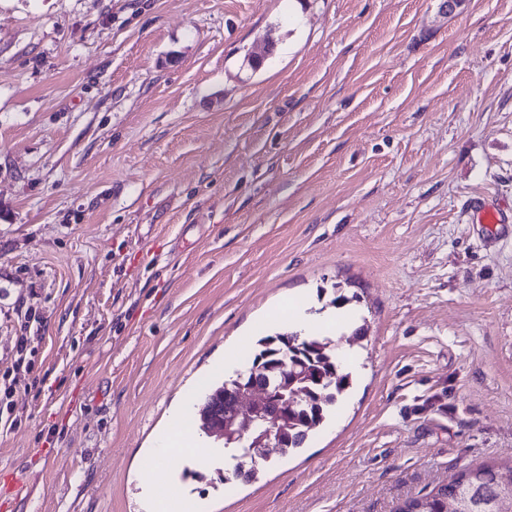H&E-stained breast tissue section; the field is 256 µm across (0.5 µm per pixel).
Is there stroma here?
I'll return each instance as SVG.
<instances>
[{
	"instance_id": "obj_1",
	"label": "stroma",
	"mask_w": 512,
	"mask_h": 512,
	"mask_svg": "<svg viewBox=\"0 0 512 512\" xmlns=\"http://www.w3.org/2000/svg\"><path fill=\"white\" fill-rule=\"evenodd\" d=\"M339 293L352 385L304 448L144 478L225 353ZM7 380L8 512H394L512 463V0H0Z\"/></svg>"
}]
</instances>
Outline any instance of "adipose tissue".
Segmentation results:
<instances>
[{"label": "adipose tissue", "instance_id": "1", "mask_svg": "<svg viewBox=\"0 0 512 512\" xmlns=\"http://www.w3.org/2000/svg\"><path fill=\"white\" fill-rule=\"evenodd\" d=\"M192 398H183L172 413L167 427L158 435L146 453L147 461L158 476H165L172 459L181 455L201 454L200 443L189 422Z\"/></svg>", "mask_w": 512, "mask_h": 512}]
</instances>
